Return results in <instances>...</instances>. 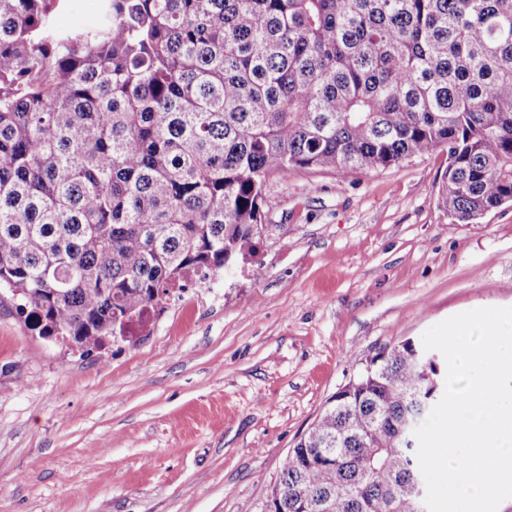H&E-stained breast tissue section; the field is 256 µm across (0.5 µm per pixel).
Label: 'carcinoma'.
Returning a JSON list of instances; mask_svg holds the SVG:
<instances>
[{"label":"carcinoma","instance_id":"carcinoma-1","mask_svg":"<svg viewBox=\"0 0 512 512\" xmlns=\"http://www.w3.org/2000/svg\"><path fill=\"white\" fill-rule=\"evenodd\" d=\"M0 0V289L87 352L252 253L266 178L447 149L454 224L512 202V0ZM441 361L382 348L283 459L270 512H416ZM55 22L63 29L93 28L98 22V1L66 0L64 6L57 12Z\"/></svg>","mask_w":512,"mask_h":512}]
</instances>
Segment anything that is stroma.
I'll return each instance as SVG.
<instances>
[{
    "mask_svg": "<svg viewBox=\"0 0 512 512\" xmlns=\"http://www.w3.org/2000/svg\"><path fill=\"white\" fill-rule=\"evenodd\" d=\"M447 166L270 175L252 256L100 352L39 336L0 291V512H263L378 348L512 307V204L452 223Z\"/></svg>",
    "mask_w": 512,
    "mask_h": 512,
    "instance_id": "1",
    "label": "stroma"
}]
</instances>
